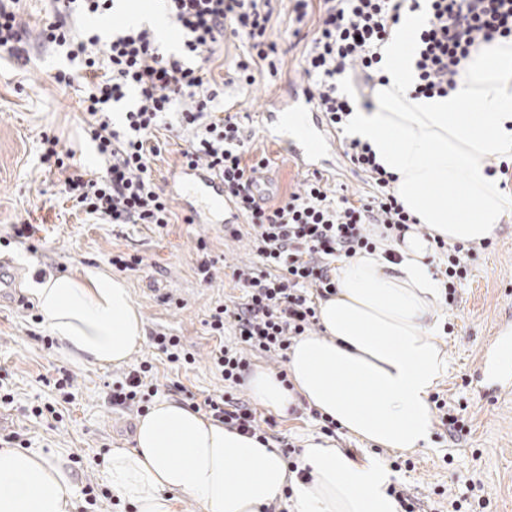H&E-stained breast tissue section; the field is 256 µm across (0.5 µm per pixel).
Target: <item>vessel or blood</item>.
<instances>
[{"label":"vessel or blood","mask_w":512,"mask_h":512,"mask_svg":"<svg viewBox=\"0 0 512 512\" xmlns=\"http://www.w3.org/2000/svg\"><path fill=\"white\" fill-rule=\"evenodd\" d=\"M258 124L267 138L280 142L289 157L308 172L321 171L324 158L336 153V134L325 120H318L305 135L284 134L276 113L264 110ZM169 194L181 201L195 224L235 225L241 215L236 203L224 193V180L206 168H181L167 183ZM478 390L498 398L512 395V315L499 320L497 334L488 341L473 370Z\"/></svg>","instance_id":"vessel-or-blood-1"}]
</instances>
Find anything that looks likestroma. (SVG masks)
I'll return each instance as SVG.
<instances>
[{
  "label": "stroma",
  "mask_w": 512,
  "mask_h": 512,
  "mask_svg": "<svg viewBox=\"0 0 512 512\" xmlns=\"http://www.w3.org/2000/svg\"><path fill=\"white\" fill-rule=\"evenodd\" d=\"M145 5L151 27L164 28L168 18L159 0H122L114 17L89 16L84 30L107 38L113 24H129L132 8ZM272 39L283 61V78L257 76L254 85L230 84L240 48L227 43L224 54L210 67L209 78L224 88V106L255 118L268 100L283 93L300 68L301 49L289 43V16L281 0L273 19ZM30 60L19 65L0 54V275L11 283L0 298V376H6L14 400L0 406L7 421L0 439L19 433L33 448H56L71 458L70 469L78 487L99 478L103 457L111 448L134 447L137 415L110 403L112 385L141 359L154 366L158 400H175L196 411L223 382L211 370L208 353L218 340L210 336L206 320L216 303L238 297L230 276L222 269L211 283L200 282L201 255L222 264L246 260L241 243L225 236L223 227L185 223V211L175 208L172 224L157 230L150 224H105L69 200L57 174L42 164V136H57L63 148L74 151L78 162L101 169L102 161L89 141L83 123L82 94L76 86L57 84L53 76L63 69L60 55L29 42ZM252 150L271 161L274 196L294 190L303 177L278 143L256 135ZM32 225L30 237L17 238L14 227ZM205 251H197L198 243ZM143 257L140 270L124 271L146 332L159 329L179 336L196 361L177 366L165 354L140 345L121 366L77 363L60 346H46L49 330L25 289L30 271L79 275L84 268L111 271L119 253ZM182 299L183 308L169 306L167 297ZM512 308V216L504 220L491 245L474 261L470 279L459 288L453 304L441 306L445 321L453 324L446 336L448 370L437 386L455 405L466 408L469 431L448 435L434 425L426 447L412 451L415 468L397 471L395 484L418 498L423 512H448L450 500L464 497L476 512H512V396L483 397L471 375L505 308ZM76 373L70 400H63L55 382L63 371ZM53 406V413L34 416L35 408ZM260 418L272 421L274 446L302 445L320 432L306 401L281 416L258 407Z\"/></svg>",
  "instance_id": "stroma-1"
}]
</instances>
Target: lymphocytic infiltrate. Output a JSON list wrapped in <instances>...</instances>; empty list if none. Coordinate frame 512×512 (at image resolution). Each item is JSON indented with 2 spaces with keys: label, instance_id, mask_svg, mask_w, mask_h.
<instances>
[{
  "label": "lymphocytic infiltrate",
  "instance_id": "obj_1",
  "mask_svg": "<svg viewBox=\"0 0 512 512\" xmlns=\"http://www.w3.org/2000/svg\"><path fill=\"white\" fill-rule=\"evenodd\" d=\"M19 2L0 0V51L25 62L28 29ZM161 2L182 33L180 52H162L157 32L146 26L127 27L106 39L75 33L78 18L106 14L115 0H61L42 23V42L79 63L84 73L85 130L104 167L95 172L74 162L73 152L60 150L54 135L42 138V161L56 168L68 198L87 214L108 224L165 228L174 212L152 177L151 158L160 150L152 139L164 115L179 112L173 134L186 144L183 163L218 171L225 194L237 199L249 226L245 246L253 260L232 272L241 295L215 306L208 322L211 335L220 340L210 353L211 367L232 388L249 369L251 352L283 359L295 339L320 330L316 301L336 292L333 261L372 252L377 237L398 240L408 230L423 235L427 229L398 201L394 175L377 163L369 144L355 138L340 140L339 147L366 177L370 195L336 194L328 178L314 173L276 202H257L250 178L269 160L251 155L255 133L237 114L215 115L216 93L208 74L232 39L246 49L236 65L238 81L254 83L259 68L277 75L280 58L270 39L273 0ZM418 7L419 0H294L292 34L305 42L301 73L334 130L343 131L359 98L357 91L340 85V76L351 71L363 83L373 82L380 47L402 15ZM428 12L418 39L416 94L446 95L455 89L472 51L498 39L512 40V0H428ZM130 94L135 101L124 114V127L115 129L112 106ZM479 251L476 245L437 240L432 261L442 267L448 293L467 280ZM228 326L238 337L230 347L222 343ZM151 370L144 362L130 371L113 389V405L131 409L156 394L157 384L146 379ZM204 405L225 428L265 441L250 401L219 392Z\"/></svg>",
  "mask_w": 512,
  "mask_h": 512
}]
</instances>
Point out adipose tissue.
I'll use <instances>...</instances> for the list:
<instances>
[{
    "label": "adipose tissue",
    "instance_id": "ef3b65f1",
    "mask_svg": "<svg viewBox=\"0 0 512 512\" xmlns=\"http://www.w3.org/2000/svg\"><path fill=\"white\" fill-rule=\"evenodd\" d=\"M425 10L405 13L381 50L371 108L355 107L352 137L368 143L396 181L405 210L425 224L383 248L338 260L336 293L319 303L323 333L299 337L287 381L263 369L251 394L280 415L298 398L367 443L400 451L431 437L430 393L448 369L436 314L442 286L428 257L433 238L479 244L507 217L497 178L483 160L512 158V42L473 51L456 90L414 96ZM63 351L90 365H121L144 334L128 283L109 273L50 276L30 290ZM312 481L288 477L278 449L224 428L176 401L141 416L131 448L110 449L102 472L112 494L135 512H176L193 499L200 512H264L291 487L289 512H399L384 463L358 461L331 438L309 437L300 456ZM75 486L61 454L42 448L0 449V512H72Z\"/></svg>",
    "mask_w": 512,
    "mask_h": 512
}]
</instances>
